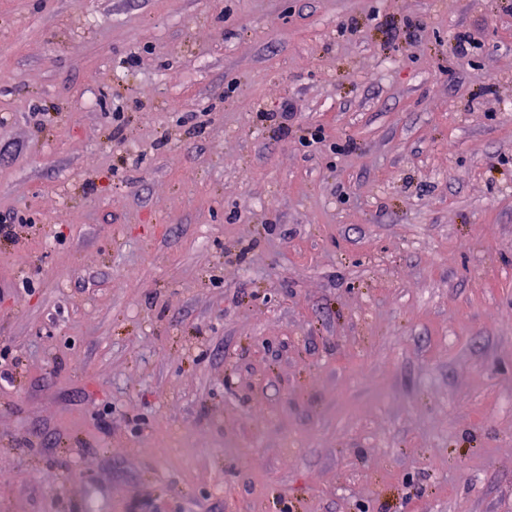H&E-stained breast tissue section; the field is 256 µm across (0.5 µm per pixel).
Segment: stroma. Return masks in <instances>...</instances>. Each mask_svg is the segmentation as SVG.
<instances>
[{"label":"stroma","mask_w":512,"mask_h":512,"mask_svg":"<svg viewBox=\"0 0 512 512\" xmlns=\"http://www.w3.org/2000/svg\"><path fill=\"white\" fill-rule=\"evenodd\" d=\"M8 214L0 512H512V0H0Z\"/></svg>","instance_id":"1"}]
</instances>
